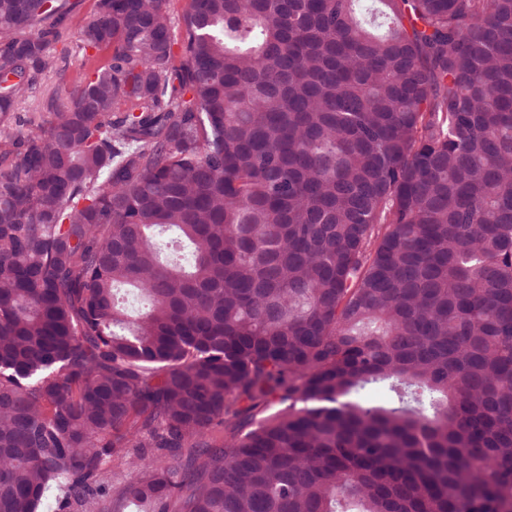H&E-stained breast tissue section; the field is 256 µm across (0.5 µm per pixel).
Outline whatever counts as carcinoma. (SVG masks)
<instances>
[{"label":"carcinoma","instance_id":"carcinoma-1","mask_svg":"<svg viewBox=\"0 0 512 512\" xmlns=\"http://www.w3.org/2000/svg\"><path fill=\"white\" fill-rule=\"evenodd\" d=\"M170 2L0 0V512H512V0ZM94 0H81L80 5L67 16L66 26L68 27L70 34L69 47L71 52L68 56V77L74 79L84 72L85 67L83 66V58L81 54L75 52L72 47L75 46L78 29L82 23L83 17L88 14L94 8Z\"/></svg>","mask_w":512,"mask_h":512}]
</instances>
